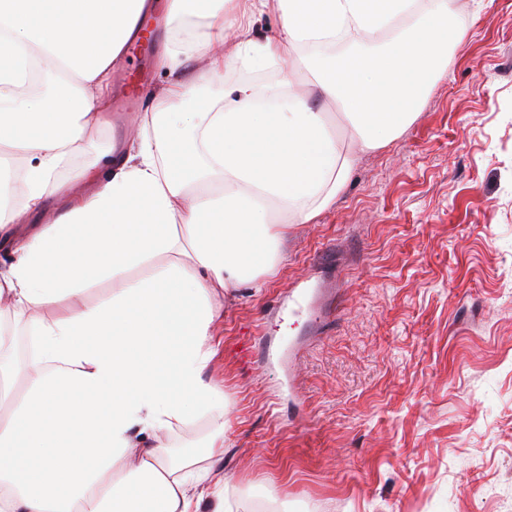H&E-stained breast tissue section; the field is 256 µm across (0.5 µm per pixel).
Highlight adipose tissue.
<instances>
[{"instance_id": "adipose-tissue-1", "label": "adipose tissue", "mask_w": 512, "mask_h": 512, "mask_svg": "<svg viewBox=\"0 0 512 512\" xmlns=\"http://www.w3.org/2000/svg\"><path fill=\"white\" fill-rule=\"evenodd\" d=\"M154 0H0V512H232L224 494L230 402L204 373L217 353L224 292L261 287L280 260V214L311 223L343 190L352 157L328 112L293 91L299 68L268 84L200 91L224 70L262 71L287 51L370 37L411 14V32L367 56H326L319 93L357 140L399 135L463 30L449 0H167L168 81L108 171H75L44 223L55 173L108 117L112 67ZM280 19L258 37L256 15ZM238 28L224 47L227 21ZM204 69L191 72L195 56ZM26 231H19V224ZM166 266H156L160 256ZM107 282L106 301L88 288ZM31 336L27 389L13 392L18 333ZM212 423L206 458L172 463L164 432Z\"/></svg>"}]
</instances>
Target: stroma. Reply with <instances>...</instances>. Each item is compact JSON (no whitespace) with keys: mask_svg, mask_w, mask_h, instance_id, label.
Instances as JSON below:
<instances>
[{"mask_svg":"<svg viewBox=\"0 0 512 512\" xmlns=\"http://www.w3.org/2000/svg\"><path fill=\"white\" fill-rule=\"evenodd\" d=\"M463 36L416 119L288 230L263 288L221 298L206 371L232 408L234 512H512V0H453ZM112 71L111 110L56 174L103 167L164 77L160 15ZM226 70L224 86L280 80ZM134 107L121 109L130 91Z\"/></svg>","mask_w":512,"mask_h":512,"instance_id":"stroma-1","label":"stroma"}]
</instances>
